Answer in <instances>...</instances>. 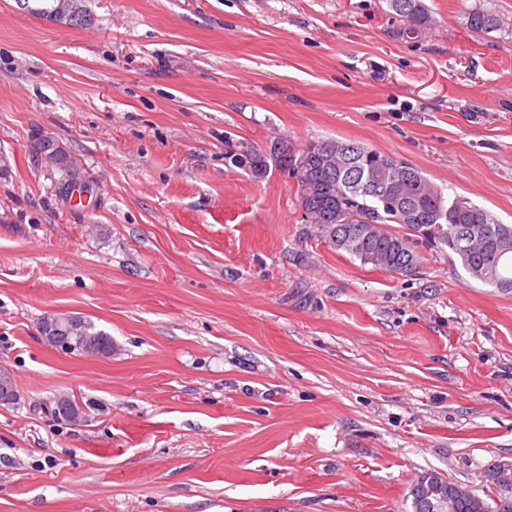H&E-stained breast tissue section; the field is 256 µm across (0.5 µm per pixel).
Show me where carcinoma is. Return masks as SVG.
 Wrapping results in <instances>:
<instances>
[{"mask_svg":"<svg viewBox=\"0 0 512 512\" xmlns=\"http://www.w3.org/2000/svg\"><path fill=\"white\" fill-rule=\"evenodd\" d=\"M392 11L404 20L415 19V28L421 29L432 22L431 15L422 0H388ZM469 27L476 31H488L497 27V19L479 10L468 13ZM336 145V140L315 141L300 150L309 156V174L323 188V192L306 198L299 194L301 207L306 223L313 228L314 237L325 242L336 251L344 252L366 265L370 256L377 251H388L396 256V262L384 267V270L398 274H407L415 270L421 263L418 251L420 243L426 241L437 247L448 249L459 261L468 275H473L476 268L491 273L482 283L502 291L512 290V256L505 260L496 248L498 235L505 234L512 238V225L500 223L486 209L461 197H449L443 190L431 183L414 166L405 164L408 169L409 182L400 198V206L386 207L384 198L392 190L390 175H381L375 171L380 162L390 159L355 142L343 143L350 149L345 157L350 165L363 171L367 178L356 186L346 178L323 170L317 154L323 145ZM241 163L259 172L263 169L267 158L260 152L245 149L240 153ZM414 209L420 216L416 224L400 222L399 207ZM341 210L348 215H369L374 221L383 225L377 233H370L371 225L361 224L354 220L346 225L348 236L343 244L330 234L319 229L324 224L322 216L331 215ZM398 228H393V225ZM473 231L475 236L469 248L463 252L458 250L456 234ZM66 340L71 346L54 338L48 343L71 353H86L84 346L87 341L103 349L108 354L112 351V338L97 329L94 322L77 315L60 314ZM498 466L493 465L486 470V481L496 487L488 499L464 495L457 490V485L440 479L436 489L426 484V480L435 476L429 472L417 479L409 491L412 497L413 512H512V488L497 486Z\"/></svg>","mask_w":512,"mask_h":512,"instance_id":"1","label":"carcinoma"}]
</instances>
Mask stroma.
Instances as JSON below:
<instances>
[{"mask_svg":"<svg viewBox=\"0 0 512 512\" xmlns=\"http://www.w3.org/2000/svg\"><path fill=\"white\" fill-rule=\"evenodd\" d=\"M424 2L415 31L386 0H85L79 26L0 0V512H412L427 471L488 494L512 291L436 248L361 265L287 172L231 161L357 142L512 224V0ZM50 313L111 354L47 343ZM57 316L62 322L64 329L67 333L60 336H67L61 339L60 342L54 338H48V343L53 346L60 347L70 353L77 352L78 354H89L84 349L87 341H93L95 346L103 349V355L109 354L112 351V338L102 330L97 329L94 322L86 319L83 316L70 315V314H50ZM68 340L74 346H65L64 342ZM90 344H86L89 348Z\"/></svg>","mask_w":512,"mask_h":512,"instance_id":"obj_1","label":"stroma"}]
</instances>
